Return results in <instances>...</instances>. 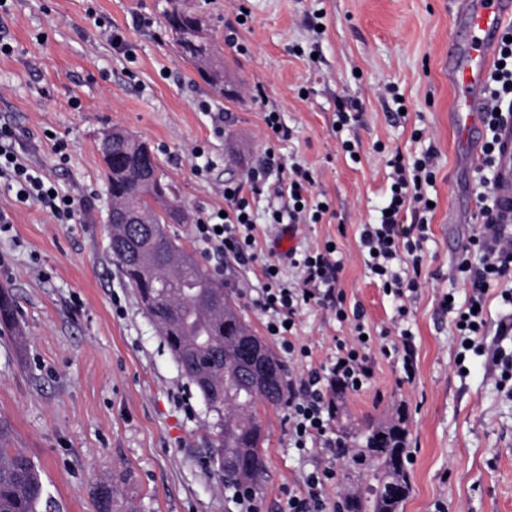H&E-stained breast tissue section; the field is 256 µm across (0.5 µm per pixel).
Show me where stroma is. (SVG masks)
I'll use <instances>...</instances> for the list:
<instances>
[{
  "label": "stroma",
  "mask_w": 512,
  "mask_h": 512,
  "mask_svg": "<svg viewBox=\"0 0 512 512\" xmlns=\"http://www.w3.org/2000/svg\"><path fill=\"white\" fill-rule=\"evenodd\" d=\"M224 56L233 92L220 97L184 60L164 26L171 0H8L0 37V122L22 131L27 163L76 199H91L77 222L61 224L0 184V286L11 288L18 332L0 335V427L7 445L38 466L42 512H99L97 492L116 490L112 512H239L234 489L207 462L212 417L182 374L112 260L100 142L119 126L152 150L190 216L224 207L222 182L246 179L274 147L281 163L306 165L315 192L332 208L318 224L298 225L294 242L337 245L349 303L364 308L372 332L409 330L418 376L399 385L400 364L380 360L370 386L336 398L333 428L357 452L367 424H388L403 412L409 431L411 492L400 512H512V397L498 386L487 356L455 363L453 316L443 294L464 300L450 281L471 225L448 221L450 209L476 207L473 171L463 142L448 125L454 89L448 42L457 0H191ZM247 8L237 44L227 25ZM111 22L124 37L121 53L95 27ZM262 83L266 105L247 94ZM359 104L358 122L335 130L338 105ZM273 107L291 139L269 144L264 107ZM224 132L215 134V116ZM422 130L414 139V130ZM67 145L60 163L55 141ZM350 141L360 156L341 150ZM206 149L208 177L193 172V146ZM436 151L429 196L427 279L407 317L358 252L361 225L376 223L393 182L391 152L411 158ZM256 262L227 261L224 288L256 336L266 318L252 301L261 263L284 253V235L257 225ZM349 325L327 310L304 309L298 343L320 363ZM265 478L260 512H280L286 491L301 492L316 450L289 444L288 409H260Z\"/></svg>",
  "instance_id": "35a3bbf8"
}]
</instances>
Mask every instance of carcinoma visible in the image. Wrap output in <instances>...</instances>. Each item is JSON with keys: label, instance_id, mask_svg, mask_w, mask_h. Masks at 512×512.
Instances as JSON below:
<instances>
[{"label": "carcinoma", "instance_id": "obj_1", "mask_svg": "<svg viewBox=\"0 0 512 512\" xmlns=\"http://www.w3.org/2000/svg\"><path fill=\"white\" fill-rule=\"evenodd\" d=\"M165 27L197 74L219 96H224V57L207 43H191L195 17L181 5L164 15ZM146 144L131 137L112 146V161L104 178L112 198V209L136 205L147 216L146 224H113L110 236L112 258L121 274L132 265L136 241L147 242L146 254L131 273L137 291L159 288L162 296L146 309L155 322H171L175 335L165 337L183 375L198 389L215 418L216 439L211 451L214 470L231 485L261 483L265 461L263 432L258 407L277 408L287 401L288 381L283 363L270 348V372L256 375L251 365V342L257 339L243 318L233 297L224 292L209 269L199 262L188 263L189 250L166 229L171 214L184 216L183 206L173 194L159 168L151 182L141 179L128 165L127 153H136ZM17 330V306L11 291L0 287V334ZM382 433L379 444H364L365 456L378 446L388 453L367 467L373 472L381 463L398 461L404 496L410 494L407 476L408 429L401 412L387 426L369 427L366 433ZM0 430V512H41L44 487L35 462L18 448L3 447Z\"/></svg>", "mask_w": 512, "mask_h": 512}]
</instances>
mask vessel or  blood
<instances>
[{
  "mask_svg": "<svg viewBox=\"0 0 512 512\" xmlns=\"http://www.w3.org/2000/svg\"><path fill=\"white\" fill-rule=\"evenodd\" d=\"M508 19L512 20V0H459L456 21L463 36L448 43V78L455 92L448 122L461 131L472 164L482 155L486 76ZM495 191L497 219L511 224L512 116L498 129Z\"/></svg>",
  "mask_w": 512,
  "mask_h": 512,
  "instance_id": "obj_1",
  "label": "vessel or blood"
}]
</instances>
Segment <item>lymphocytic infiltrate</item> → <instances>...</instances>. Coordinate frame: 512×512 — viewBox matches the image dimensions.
Instances as JSON below:
<instances>
[{"instance_id": "f902f5d3", "label": "lymphocytic infiltrate", "mask_w": 512, "mask_h": 512, "mask_svg": "<svg viewBox=\"0 0 512 512\" xmlns=\"http://www.w3.org/2000/svg\"><path fill=\"white\" fill-rule=\"evenodd\" d=\"M496 60L498 65L488 77L489 106L484 115L486 130L482 146L483 163L474 175L479 225L461 247L449 274L468 283L470 294L463 304L441 299L442 309L453 313L459 348L487 353L499 369V384L512 383V351L485 349L481 338L488 328L486 299L490 289L500 291L502 300L512 304V225L495 219V160L497 130L505 115L512 113V25L503 32ZM19 136L10 124L0 123V181L14 189L21 204H35L49 212L61 224L76 222L83 209L68 194L56 191L43 174L26 163L17 149ZM394 170V182L380 223L363 225L359 248L365 265L383 286L389 287L397 301L398 314H406L405 302L423 286L422 243L428 226L424 214L429 199L426 186L435 178L434 152L426 150L413 161L394 153L388 161ZM316 180L310 168L295 165L290 170L276 167L273 148H266L261 166L253 168L246 182H227L220 192L226 211L200 214L194 224L199 242L214 254L233 258L240 264L256 260V229L251 197L268 194L288 201L287 208L269 207L266 222L270 226L317 224L330 211L328 201L316 200ZM288 263L296 269L295 279L282 275L279 261L262 263L261 277L255 289L254 304L263 312L269 336L278 341L289 364L299 371L288 376V435L296 450L313 444L319 450L320 463L303 476V491L287 494L282 512H344L342 501L330 500L326 487L336 478V458L342 446L332 426L336 416V396L368 387L375 375L378 358H400L404 382H413L417 373L415 346L409 332H401L400 342L377 341L370 335L365 313L360 306L347 303L340 284L343 265L330 245L305 250L288 249ZM333 312L338 322L350 323L351 338L337 340L319 366H308L309 346L296 343L295 324L300 312L309 306Z\"/></svg>"}]
</instances>
